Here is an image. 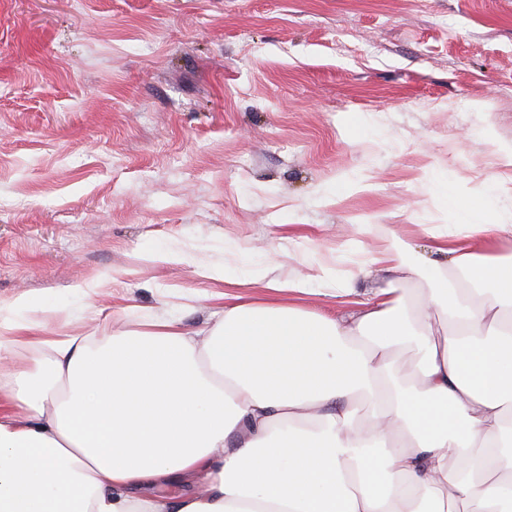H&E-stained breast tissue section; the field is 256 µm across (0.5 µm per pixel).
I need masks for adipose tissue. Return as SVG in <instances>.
Segmentation results:
<instances>
[{
	"label": "adipose tissue",
	"instance_id": "adipose-tissue-1",
	"mask_svg": "<svg viewBox=\"0 0 512 512\" xmlns=\"http://www.w3.org/2000/svg\"><path fill=\"white\" fill-rule=\"evenodd\" d=\"M446 202L458 221L427 228L430 254L369 258L424 276L414 298L379 288L313 312L294 302L311 281L336 298L351 282L264 268L269 298L235 299L205 330L41 339L0 379V512H512V254L497 247L512 224L496 194ZM19 305L28 319L0 315V363L45 326L42 302ZM182 484L195 493L163 495Z\"/></svg>",
	"mask_w": 512,
	"mask_h": 512
}]
</instances>
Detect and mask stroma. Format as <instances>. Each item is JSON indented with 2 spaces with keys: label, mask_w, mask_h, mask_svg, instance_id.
<instances>
[{
  "label": "stroma",
  "mask_w": 512,
  "mask_h": 512,
  "mask_svg": "<svg viewBox=\"0 0 512 512\" xmlns=\"http://www.w3.org/2000/svg\"><path fill=\"white\" fill-rule=\"evenodd\" d=\"M502 144L512 0H0V308L191 331L320 259L367 294L457 222L439 183L512 211Z\"/></svg>",
  "instance_id": "1"
}]
</instances>
